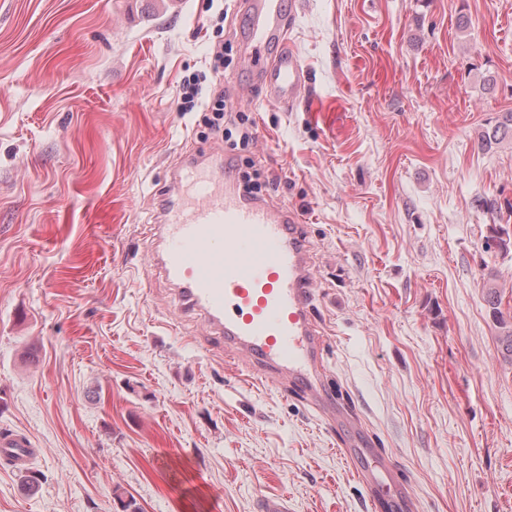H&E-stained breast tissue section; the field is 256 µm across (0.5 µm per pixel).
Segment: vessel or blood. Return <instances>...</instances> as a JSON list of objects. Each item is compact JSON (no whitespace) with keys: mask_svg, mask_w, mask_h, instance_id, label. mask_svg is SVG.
Returning a JSON list of instances; mask_svg holds the SVG:
<instances>
[{"mask_svg":"<svg viewBox=\"0 0 512 512\" xmlns=\"http://www.w3.org/2000/svg\"><path fill=\"white\" fill-rule=\"evenodd\" d=\"M296 17L297 0H246L238 28L267 98L291 110L309 85L288 45ZM159 210L153 266L175 287L181 310L203 316L261 375H285L309 391L324 414L348 428L343 455L368 461L359 475L374 506L412 512L411 489L391 460L319 389L323 338L311 315L310 246L299 214L247 194L231 160L212 162L202 150L177 163ZM35 452L27 435L0 431V461L14 470H27Z\"/></svg>","mask_w":512,"mask_h":512,"instance_id":"obj_1","label":"vessel or blood"}]
</instances>
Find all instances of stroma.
Here are the masks:
<instances>
[{"mask_svg":"<svg viewBox=\"0 0 512 512\" xmlns=\"http://www.w3.org/2000/svg\"><path fill=\"white\" fill-rule=\"evenodd\" d=\"M240 0H0V429L39 448L36 493L0 463V512H371L301 390L261 379L154 271L158 190L202 139L177 89L233 47L227 109L296 210L326 387L412 483L414 512H512V0H299L311 93L268 101ZM494 77L484 85L483 75ZM33 347L35 359L24 355ZM509 135L512 138V112H505L485 124L480 140L482 146L491 147L493 144H499ZM486 288L489 298L488 302L492 305V316L497 324H499V329L501 330L499 340L503 347V354L508 359H512V323L506 321L502 312L498 310L497 305L501 302L499 303L498 291L493 283V279L487 282Z\"/></svg>","mask_w":512,"mask_h":512,"instance_id":"obj_1","label":"stroma"}]
</instances>
